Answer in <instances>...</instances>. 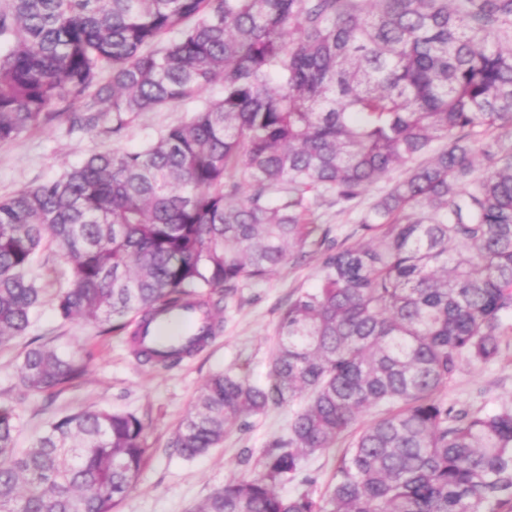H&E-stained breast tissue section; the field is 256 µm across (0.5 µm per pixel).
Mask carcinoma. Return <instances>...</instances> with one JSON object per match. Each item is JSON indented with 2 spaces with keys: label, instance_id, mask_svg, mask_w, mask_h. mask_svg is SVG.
<instances>
[{
  "label": "carcinoma",
  "instance_id": "carcinoma-1",
  "mask_svg": "<svg viewBox=\"0 0 512 512\" xmlns=\"http://www.w3.org/2000/svg\"><path fill=\"white\" fill-rule=\"evenodd\" d=\"M187 103L143 148L0 200V344L29 332L47 249L71 266L60 317L124 328L218 289L233 300L318 231L317 199L350 208L401 167L361 213L362 242L322 234L319 285L284 308L270 381L213 375L171 447L201 456L306 395L261 473L196 512H512V406L439 397L463 361L499 355L512 317V0H0V143L108 113L118 138ZM83 372L42 344L19 381L39 394ZM373 406L388 412L325 497L278 492ZM16 431L1 404L0 512H113L147 453L132 413L63 415L22 453Z\"/></svg>",
  "mask_w": 512,
  "mask_h": 512
}]
</instances>
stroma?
Segmentation results:
<instances>
[{
	"label": "stroma",
	"mask_w": 512,
	"mask_h": 512,
	"mask_svg": "<svg viewBox=\"0 0 512 512\" xmlns=\"http://www.w3.org/2000/svg\"><path fill=\"white\" fill-rule=\"evenodd\" d=\"M189 116L185 106L146 112L117 138L107 122L93 131L71 128L63 119L43 124L0 143V198L58 177L102 149L141 147ZM396 178L393 172L384 176L349 210L319 203L313 214L315 223L329 228L332 238L357 243L353 230L360 214ZM314 249V244H306L304 256L291 257L261 283L243 284L219 312L218 332L210 343L170 368L139 360L129 336L112 332L110 326L61 320L56 295L69 270L53 258L39 261L34 273L42 287L41 301L30 331L13 345L0 347V402L17 417L18 447H28L49 422L69 412L90 408L135 414L148 427L147 461L136 490L117 505L116 512H192L224 482L258 471L263 449L286 436L288 421L304 406V398L252 418L249 426L232 425L221 447L191 460L170 448V438L212 374L236 367L251 380L267 382L283 308L289 298L319 283ZM40 343L51 344L65 355L83 357L85 375L50 393L26 392L18 381L21 354L28 345ZM440 396L458 409L492 410L512 404V329L502 336L495 360L462 362ZM337 459L334 451L310 455L292 480L279 485V492L323 496L335 480Z\"/></svg>",
	"instance_id": "stroma-1"
}]
</instances>
